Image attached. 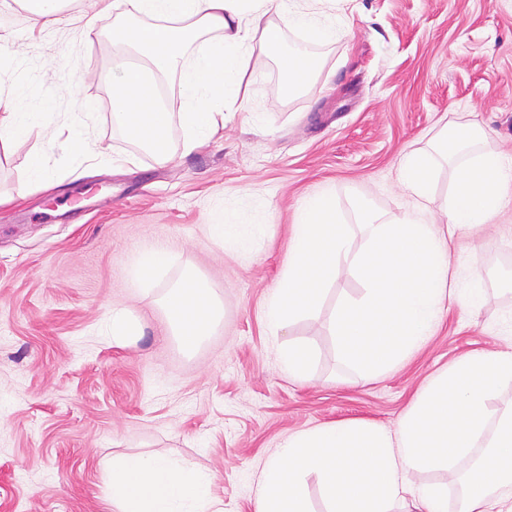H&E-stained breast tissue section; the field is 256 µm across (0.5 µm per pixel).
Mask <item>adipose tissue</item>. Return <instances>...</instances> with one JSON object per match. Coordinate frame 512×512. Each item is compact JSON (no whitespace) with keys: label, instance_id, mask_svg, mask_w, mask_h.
Listing matches in <instances>:
<instances>
[{"label":"adipose tissue","instance_id":"adipose-tissue-1","mask_svg":"<svg viewBox=\"0 0 512 512\" xmlns=\"http://www.w3.org/2000/svg\"><path fill=\"white\" fill-rule=\"evenodd\" d=\"M287 15L294 26L320 41L336 37V24H313L298 12L294 0H93L81 16L86 30L111 24L114 41L134 47L154 62L179 64L186 108L179 115L187 130L185 150L209 142L224 127V112L247 94L248 77L264 62L266 42L259 38L260 20L268 10ZM216 39H208V32ZM189 60H182L185 47ZM148 70L122 69L112 90V125L128 133L148 107L143 97L150 87ZM0 107L9 109L10 121L0 124V141L24 135L49 118L41 101L26 95L21 86L0 90ZM270 207L261 195H225L217 223L208 225L212 238L224 250L243 260L252 259L268 226ZM168 314L186 343L205 336L218 315L213 290L199 279L187 278L169 302ZM112 504L116 512H212L210 477L191 466L164 456H127L110 468Z\"/></svg>","mask_w":512,"mask_h":512}]
</instances>
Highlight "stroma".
I'll return each mask as SVG.
<instances>
[{"label":"stroma","instance_id":"1","mask_svg":"<svg viewBox=\"0 0 512 512\" xmlns=\"http://www.w3.org/2000/svg\"><path fill=\"white\" fill-rule=\"evenodd\" d=\"M88 0H63L53 30L34 24L25 0H0L10 50L0 83L22 82L53 114L0 148V512H113V457L153 454L195 465L213 480L222 512H255L258 476L288 434L316 425L393 423L429 377L476 351L512 350L497 320L512 307V242L494 226L459 241L450 261L475 278V315L444 310L429 342L399 369L369 383L344 371L330 324L365 283L337 276L317 308L271 332L261 319L277 288L299 207L327 185L346 223L366 196L390 218L412 199L397 169L403 154L439 145L441 130L470 129L479 150L512 164V0H300L339 34L323 42L267 12L274 53L250 78L218 137L184 151L177 115L184 93L174 67L152 69L172 118L160 165L112 128L107 93L133 48L108 30L85 33ZM315 49L307 86L275 99L281 60ZM92 117L103 154L61 144L73 98ZM41 156L49 187L28 184L21 165ZM228 193L270 202L267 237L253 260L225 254L204 230ZM169 258L135 288L130 269L148 245ZM210 281L219 323L195 345L167 315L180 283ZM126 310L128 336H113ZM313 351L308 380H288L283 346Z\"/></svg>","mask_w":512,"mask_h":512}]
</instances>
